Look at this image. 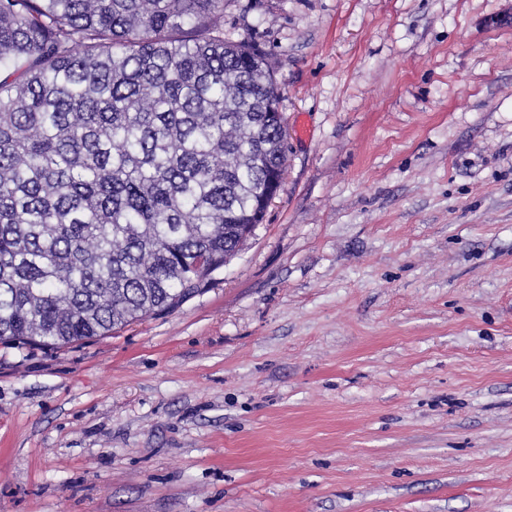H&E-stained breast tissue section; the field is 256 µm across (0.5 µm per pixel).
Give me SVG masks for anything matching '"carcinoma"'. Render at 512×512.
Returning <instances> with one entry per match:
<instances>
[{
  "instance_id": "1",
  "label": "carcinoma",
  "mask_w": 512,
  "mask_h": 512,
  "mask_svg": "<svg viewBox=\"0 0 512 512\" xmlns=\"http://www.w3.org/2000/svg\"><path fill=\"white\" fill-rule=\"evenodd\" d=\"M279 98L224 0H0V342L171 312L261 224Z\"/></svg>"
}]
</instances>
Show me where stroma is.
<instances>
[{
	"instance_id": "obj_1",
	"label": "stroma",
	"mask_w": 512,
	"mask_h": 512,
	"mask_svg": "<svg viewBox=\"0 0 512 512\" xmlns=\"http://www.w3.org/2000/svg\"><path fill=\"white\" fill-rule=\"evenodd\" d=\"M511 14L224 0L282 188L176 310L0 343V512H512Z\"/></svg>"
}]
</instances>
